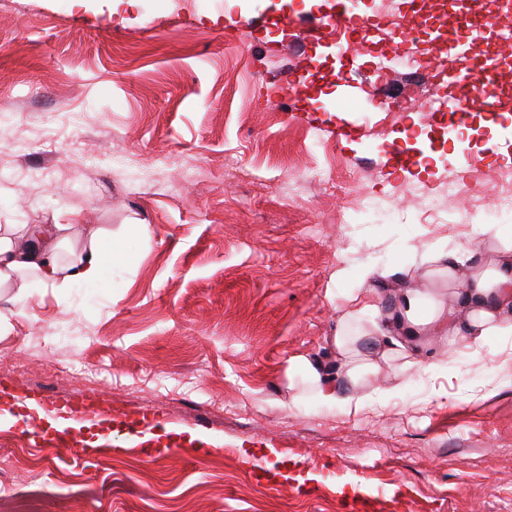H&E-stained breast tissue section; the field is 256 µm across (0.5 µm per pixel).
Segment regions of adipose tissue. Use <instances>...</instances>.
Here are the masks:
<instances>
[{"label":"adipose tissue","mask_w":512,"mask_h":512,"mask_svg":"<svg viewBox=\"0 0 512 512\" xmlns=\"http://www.w3.org/2000/svg\"><path fill=\"white\" fill-rule=\"evenodd\" d=\"M60 224H30L22 234V243H15L10 234L0 235V285L10 275L24 272L42 284L66 288L72 283L96 284L107 271V253L117 251L111 234L94 233L89 247L70 262H61L57 252L44 247V240L63 232ZM458 253L448 256V278L455 281L466 310L464 316L444 314L442 308L432 307L421 315L419 294L409 288L398 289L394 304L387 313H380L371 300H363L351 308L348 319L372 315L374 333L391 348L407 350L429 333L449 334L457 345L477 353L488 337L512 335V243L497 250L491 267L464 271ZM289 372H300L305 384L311 386L318 400L326 406L343 404L358 407L360 396L340 395L329 368L320 361L297 356L288 361Z\"/></svg>","instance_id":"1"}]
</instances>
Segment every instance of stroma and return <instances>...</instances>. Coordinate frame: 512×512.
<instances>
[{"mask_svg":"<svg viewBox=\"0 0 512 512\" xmlns=\"http://www.w3.org/2000/svg\"><path fill=\"white\" fill-rule=\"evenodd\" d=\"M332 2L0 0V226L69 225L64 258L99 229L120 249L103 284H29L0 332V384L147 409L217 447L74 469L0 422V512H338L346 485L512 512V339L388 351L344 302L371 269L381 297L407 284L457 306L443 256L484 265L512 235V83L450 142L448 113L420 108L452 96L447 80L376 77L395 53L378 33L353 69L330 36L286 23ZM348 126L354 139L330 137ZM339 334L353 412L288 377L291 357L333 361ZM243 448L309 461L318 493L257 486Z\"/></svg>","mask_w":512,"mask_h":512,"instance_id":"obj_1","label":"stroma"}]
</instances>
